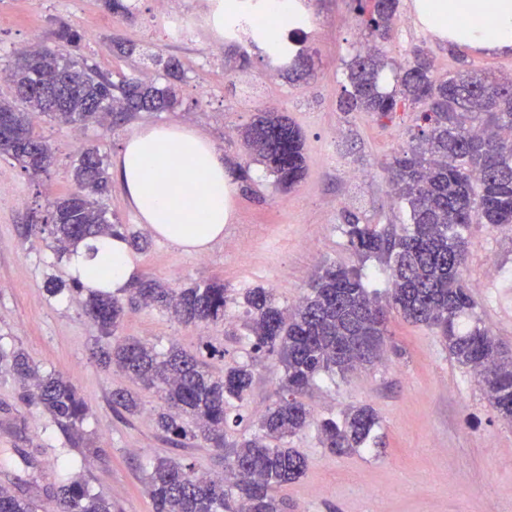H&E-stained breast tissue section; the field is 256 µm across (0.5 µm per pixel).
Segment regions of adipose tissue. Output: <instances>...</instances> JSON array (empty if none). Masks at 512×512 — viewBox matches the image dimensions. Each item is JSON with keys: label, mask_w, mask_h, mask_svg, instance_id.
I'll return each mask as SVG.
<instances>
[{"label": "adipose tissue", "mask_w": 512, "mask_h": 512, "mask_svg": "<svg viewBox=\"0 0 512 512\" xmlns=\"http://www.w3.org/2000/svg\"><path fill=\"white\" fill-rule=\"evenodd\" d=\"M424 20L449 38L489 47L512 46V0H423ZM112 177L151 234L192 253L221 239L231 216V173L224 153L195 128L180 124L143 126L124 139ZM69 275L85 288L119 295L129 288L138 264L123 239L78 245Z\"/></svg>", "instance_id": "1"}]
</instances>
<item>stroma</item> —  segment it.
I'll list each match as a JSON object with an SVG mask.
<instances>
[{
    "label": "stroma",
    "mask_w": 512,
    "mask_h": 512,
    "mask_svg": "<svg viewBox=\"0 0 512 512\" xmlns=\"http://www.w3.org/2000/svg\"><path fill=\"white\" fill-rule=\"evenodd\" d=\"M131 15L108 9L105 0H0V70L8 69L20 48L48 40L66 24L82 39L78 55L111 74L162 82L153 57L175 59L183 72L176 82L177 106L169 112H140L112 128L82 129L85 146L112 158L122 140L139 124H183L213 139L232 171L247 169V181L234 183L233 216L224 236L202 254L187 253L152 238L138 254L140 275L173 288L223 279L237 298L223 322L187 326L165 311H127L122 335L164 349L170 345L199 351L203 344L223 348L209 358L211 371L248 359L249 347L237 332L248 289H272L281 307L295 304L313 275L336 262L359 266L370 286L386 293L389 273L376 260L361 261L341 231L348 216L363 224H402L406 217L383 170L407 149L422 128L417 107L380 118L369 112H344L339 101L346 84L344 63L363 33L351 0H304L310 16L307 38L294 49L311 71L298 80L272 69L267 48L256 42L239 53L229 43L215 45L206 31L182 41L164 34L159 0H130ZM134 44L133 54L117 44ZM221 55H214V47ZM426 50L438 75L468 64L479 72L512 76V49L487 51L448 39L419 16L416 0H399L387 40L375 48L387 64L386 77ZM287 113L300 128L306 174L289 192L278 190L261 165L244 154L237 135L257 113ZM35 132L55 153L47 176L33 180L13 160L0 156V336L21 348L42 370L68 376L91 408L86 430L101 454L82 462L77 449L48 415L27 406L12 375L0 374V485L55 504L61 483L80 474L112 503V512H153L145 484L158 457H184L201 473L220 475L224 463L214 449L175 448L157 431V393L139 390L116 369L101 368L92 357L100 337L79 300L49 297L44 283L66 275L39 237H24L27 224L43 223L48 198L72 190L77 152L70 128L46 118ZM246 242L245 252L234 245ZM464 278L481 308L486 327L512 350V225H472ZM390 352L373 366L346 377L317 382L305 401L317 417L340 415L352 405H371L381 422L379 447L336 456L320 448L313 430L294 436L293 447L308 458L298 481L277 487L288 512H491L512 503V425L488 407L473 373L448 355L436 333L392 316ZM282 368L263 359L253 386L238 407L240 431L254 433L281 394ZM117 388L138 391L141 411L133 416L112 409Z\"/></svg>",
    "instance_id": "35a3bbf8"
}]
</instances>
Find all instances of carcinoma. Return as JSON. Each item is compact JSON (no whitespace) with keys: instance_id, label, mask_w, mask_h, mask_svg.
<instances>
[{"instance_id":"carcinoma-1","label":"carcinoma","mask_w":512,"mask_h":512,"mask_svg":"<svg viewBox=\"0 0 512 512\" xmlns=\"http://www.w3.org/2000/svg\"><path fill=\"white\" fill-rule=\"evenodd\" d=\"M363 17L364 37H387L398 0H352ZM53 40L73 46L81 41L67 25ZM347 67L349 88L342 110L389 117L406 104L421 108L426 126L421 139L387 164L389 181L409 209V223L377 228L347 220L343 233L361 260L374 258L390 271L385 299L368 289L362 268L330 263L315 275L309 292L291 308L275 304L272 292L252 288L244 296L242 321L251 341L252 363L231 366L216 375L196 355L177 347L158 352L134 338L117 335L126 308L154 307L184 324L224 320L232 302L224 282H195L171 288L154 278L136 281L125 296L89 293L85 315L99 328L106 345L93 353L103 368L116 367L146 388L160 393L158 429L175 446L202 441L224 452V474L208 476L185 459L158 457L147 474L154 512H283L273 489L300 479L307 457L290 438L313 428L318 444L334 455L378 445L379 418L369 406H353L341 419L314 417L301 400L320 377H342L374 361L368 338L388 335L391 313L436 331L450 357L471 370L490 409L512 424V352L484 325L479 304L463 278L468 234L473 224H512V78L478 74L466 68L446 78L434 76L433 61L417 49L399 68L396 89L383 88L385 62L377 54L355 55ZM12 93L0 99V155L17 163L33 179L55 163L52 149L36 137L33 118L43 115L74 128L136 112H163L178 103L172 84H147L136 77L119 83L83 59L55 47L36 45L14 59ZM254 161L264 165L284 192L305 176L299 127L283 112H262L241 132ZM77 189L50 203L51 223L30 224L25 232L45 233L48 248L61 261L80 243L101 236L124 239L137 250L147 242L126 225L112 222L102 196L109 191L107 165L96 148L80 151L72 169ZM52 297L81 293L75 280L51 276ZM264 355L277 357L283 369L280 399L259 422L260 434L227 440L238 419L229 408L241 402ZM21 384V400L47 413L83 460L99 457L84 424L92 415L70 379L43 372L21 350L0 343V373ZM112 405L129 415L141 409L128 390L112 393ZM58 512H112L111 503L88 482L75 478L57 492ZM36 502L0 485V512H36Z\"/></svg>"}]
</instances>
